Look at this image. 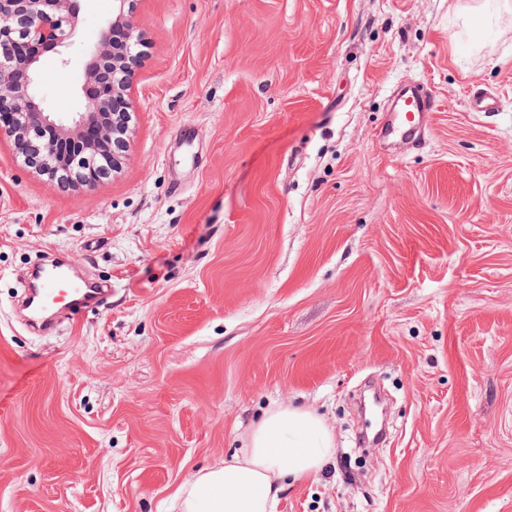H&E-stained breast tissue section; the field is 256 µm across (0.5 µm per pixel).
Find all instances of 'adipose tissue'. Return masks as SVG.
Segmentation results:
<instances>
[{
  "label": "adipose tissue",
  "instance_id": "obj_1",
  "mask_svg": "<svg viewBox=\"0 0 512 512\" xmlns=\"http://www.w3.org/2000/svg\"><path fill=\"white\" fill-rule=\"evenodd\" d=\"M334 436L313 411L279 405L262 413L240 452L200 469L173 494L181 512H273L289 483L321 473Z\"/></svg>",
  "mask_w": 512,
  "mask_h": 512
}]
</instances>
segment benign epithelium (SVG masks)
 Instances as JSON below:
<instances>
[{"mask_svg":"<svg viewBox=\"0 0 512 512\" xmlns=\"http://www.w3.org/2000/svg\"><path fill=\"white\" fill-rule=\"evenodd\" d=\"M85 0H0V138L17 150L37 143L42 161L23 164L50 181L66 171L75 187L91 188L107 165L122 166L129 125L136 113L132 93L134 46L142 33L128 0H113L107 30L92 41L80 95L84 107L64 121L37 98L41 56L61 53L75 35Z\"/></svg>","mask_w":512,"mask_h":512,"instance_id":"7a95c632","label":"benign epithelium"}]
</instances>
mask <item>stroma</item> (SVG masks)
Returning <instances> with one entry per match:
<instances>
[{"label": "stroma", "instance_id": "obj_1", "mask_svg": "<svg viewBox=\"0 0 512 512\" xmlns=\"http://www.w3.org/2000/svg\"><path fill=\"white\" fill-rule=\"evenodd\" d=\"M471 2L134 0L122 170L65 187L0 139V512H180L287 404L336 451L274 512H512V17ZM111 17L46 56L48 108ZM407 84L415 148L382 136ZM47 252L111 295L45 336L16 303ZM475 20L479 22H493L503 14L512 12V3L510 0H475L473 5H469Z\"/></svg>", "mask_w": 512, "mask_h": 512}]
</instances>
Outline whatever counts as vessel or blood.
<instances>
[{"label": "vessel or blood", "instance_id": "1", "mask_svg": "<svg viewBox=\"0 0 512 512\" xmlns=\"http://www.w3.org/2000/svg\"><path fill=\"white\" fill-rule=\"evenodd\" d=\"M407 107L398 111L386 128L387 136L415 139L420 124L433 108V101L415 89L405 91ZM22 307L28 325L36 332L48 334L55 328L51 313L57 301H64L72 315L96 308L107 297L104 286L82 275L65 256L57 254L40 260L24 284Z\"/></svg>", "mask_w": 512, "mask_h": 512}]
</instances>
